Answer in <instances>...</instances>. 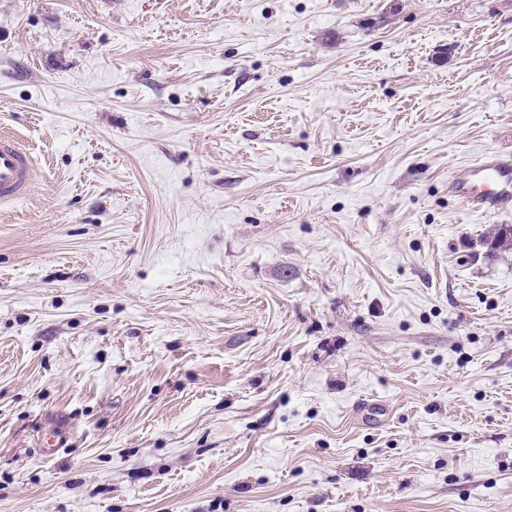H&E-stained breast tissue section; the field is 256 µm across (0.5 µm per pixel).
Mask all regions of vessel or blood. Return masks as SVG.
I'll list each match as a JSON object with an SVG mask.
<instances>
[{
	"label": "vessel or blood",
	"mask_w": 512,
	"mask_h": 512,
	"mask_svg": "<svg viewBox=\"0 0 512 512\" xmlns=\"http://www.w3.org/2000/svg\"><path fill=\"white\" fill-rule=\"evenodd\" d=\"M38 179L35 161L16 139L0 136V206L26 198ZM458 203L484 213H496L512 201V158L486 154L448 183Z\"/></svg>",
	"instance_id": "b4317fda"
}]
</instances>
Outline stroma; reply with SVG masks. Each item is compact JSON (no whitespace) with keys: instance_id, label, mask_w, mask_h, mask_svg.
Returning <instances> with one entry per match:
<instances>
[{"instance_id":"obj_1","label":"stroma","mask_w":512,"mask_h":512,"mask_svg":"<svg viewBox=\"0 0 512 512\" xmlns=\"http://www.w3.org/2000/svg\"><path fill=\"white\" fill-rule=\"evenodd\" d=\"M1 132L0 512H512V0H0ZM38 175L26 148L12 137L0 136V206L26 198ZM448 189L464 207L494 214L512 201V159L496 152L488 153L450 180Z\"/></svg>"}]
</instances>
